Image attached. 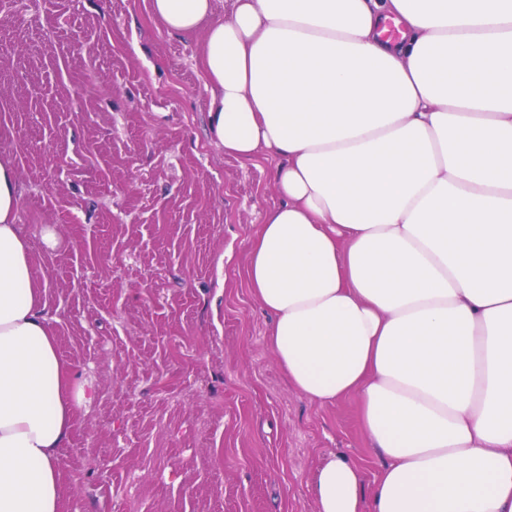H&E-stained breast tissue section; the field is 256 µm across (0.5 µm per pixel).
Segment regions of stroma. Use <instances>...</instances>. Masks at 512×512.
<instances>
[{
  "label": "stroma",
  "mask_w": 512,
  "mask_h": 512,
  "mask_svg": "<svg viewBox=\"0 0 512 512\" xmlns=\"http://www.w3.org/2000/svg\"><path fill=\"white\" fill-rule=\"evenodd\" d=\"M148 4L0 0V157L59 354L98 392L60 451L62 512H316L321 460L369 487L383 459L356 397L310 402L266 350L245 272L275 163L215 145L203 36Z\"/></svg>",
  "instance_id": "35a3bbf8"
}]
</instances>
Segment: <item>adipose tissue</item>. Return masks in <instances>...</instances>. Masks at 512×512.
Instances as JSON below:
<instances>
[{"mask_svg":"<svg viewBox=\"0 0 512 512\" xmlns=\"http://www.w3.org/2000/svg\"><path fill=\"white\" fill-rule=\"evenodd\" d=\"M204 31L209 129L275 159L246 285L266 347L385 464L330 454L317 512H512V0H149ZM0 159V512H60L94 386L61 359Z\"/></svg>","mask_w":512,"mask_h":512,"instance_id":"ef3b65f1","label":"adipose tissue"}]
</instances>
